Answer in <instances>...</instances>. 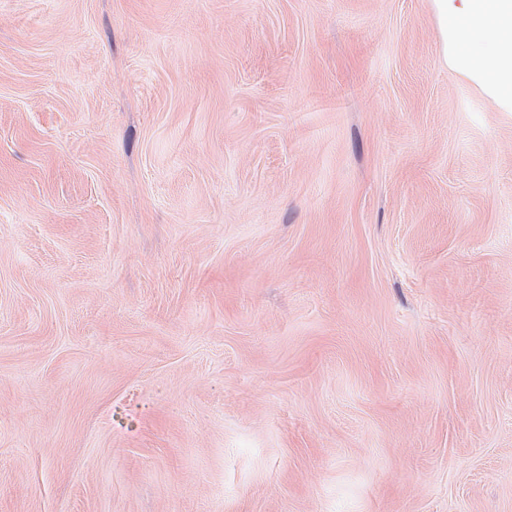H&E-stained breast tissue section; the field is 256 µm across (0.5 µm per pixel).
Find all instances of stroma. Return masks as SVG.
Masks as SVG:
<instances>
[{
	"label": "stroma",
	"mask_w": 512,
	"mask_h": 512,
	"mask_svg": "<svg viewBox=\"0 0 512 512\" xmlns=\"http://www.w3.org/2000/svg\"><path fill=\"white\" fill-rule=\"evenodd\" d=\"M0 512H512V112L430 0H0Z\"/></svg>",
	"instance_id": "obj_1"
}]
</instances>
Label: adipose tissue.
Listing matches in <instances>:
<instances>
[{
    "label": "adipose tissue",
    "mask_w": 512,
    "mask_h": 512,
    "mask_svg": "<svg viewBox=\"0 0 512 512\" xmlns=\"http://www.w3.org/2000/svg\"><path fill=\"white\" fill-rule=\"evenodd\" d=\"M431 7L444 64L512 112V0H431Z\"/></svg>",
    "instance_id": "obj_1"
}]
</instances>
